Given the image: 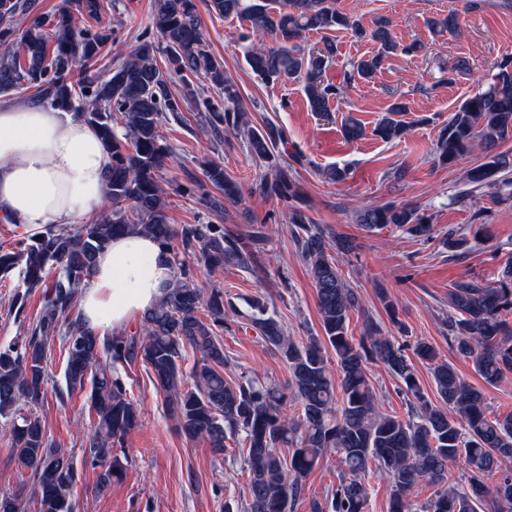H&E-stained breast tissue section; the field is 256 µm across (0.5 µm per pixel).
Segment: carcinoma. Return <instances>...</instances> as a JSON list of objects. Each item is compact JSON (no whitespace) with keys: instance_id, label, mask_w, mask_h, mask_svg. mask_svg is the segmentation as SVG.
<instances>
[{"instance_id":"carcinoma-1","label":"carcinoma","mask_w":512,"mask_h":512,"mask_svg":"<svg viewBox=\"0 0 512 512\" xmlns=\"http://www.w3.org/2000/svg\"><path fill=\"white\" fill-rule=\"evenodd\" d=\"M205 7L220 18L246 22V38L254 39L245 52L252 73L273 85L305 80L309 109L322 118L330 116V102L342 95V86L326 79L337 52L331 34L346 31L359 41L376 43L377 53L353 62V71L367 81L390 56L419 49L396 41L388 17H377L367 29L342 11L337 0H205ZM107 10V0H75L74 6L52 12L40 11L38 0H0V95L28 94L44 106L74 113L97 129L109 158L108 200L95 219L0 245L1 276L18 274L28 293L44 289L43 308L29 334L0 344V417L10 419V454L31 480L35 512L75 508L76 461L54 446L34 413L47 400L48 361L57 338L66 364L63 385H54L53 391L60 399L87 392L96 425L82 459L97 470L99 494L127 471L122 447L140 426V415L128 399L125 368L141 361L156 389L169 399L186 438L206 441L217 457L226 455V441L241 445L247 472L243 512H292L306 478L332 454L341 465L338 484L313 502L312 512H368L365 477L373 468L388 479L390 512H479L489 503L495 512H512V474L490 482L499 465L512 459V414L489 417L484 389L438 359L426 341L409 346L383 335L371 322L361 336L352 335L350 316L362 310V303L340 263L358 244L351 237L329 236L302 207L296 169L277 162L279 147L287 144L284 129L269 121L255 128L238 108L237 86L208 50L196 0H154L157 43L144 42L109 65L103 63L112 50V29L104 22ZM86 19L96 26L84 24ZM427 25L440 34L455 33L458 12L451 9L428 19ZM310 31L322 39L307 49L302 40ZM173 74L187 86L192 77L207 80L218 98L195 104V110L208 113L205 120L214 133L223 127L244 137L248 153L273 171L255 193L288 206L298 249L315 284L319 333L299 341L260 300H252L246 314L224 302L223 289L196 282L197 266L212 273L230 264L251 266L254 245L266 234L262 224L253 225L244 237L222 224L170 223L158 182L170 154L160 127L166 114L182 111L187 102L169 89ZM405 112L404 103H393L373 134L385 141L401 138L407 131L400 119ZM341 132L350 142L366 136L365 126L352 116L344 119ZM509 140L512 59L505 58L485 88L452 111L437 141L441 165L476 149L484 154V163L466 171L469 191L456 196L457 201L491 186L502 200L512 198V152L500 150ZM205 177L224 199L241 197L239 183L222 165L208 164ZM205 184L193 183L191 194L206 208L221 209V200ZM357 219L368 230L393 226L418 240L434 234L431 217L407 205H370ZM130 231L159 242L169 256L173 279L165 296L142 316V334L102 335L73 310L99 251ZM450 308L448 335L456 353L473 362L485 385H499L512 373V323L507 319L512 316V258L494 284L454 282ZM231 315L243 318L286 364L287 387L244 373L224 378L218 332ZM188 349L195 358L186 374L182 361ZM414 358L429 365L437 399L420 384ZM370 360L383 363L400 382L407 417L379 408L367 369ZM289 398L299 405L296 416L284 413ZM281 448L291 453L285 456ZM458 460L465 467L463 485L448 477V465ZM421 483L431 485L434 494L418 506L411 502V492Z\"/></svg>"}]
</instances>
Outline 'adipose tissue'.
Returning <instances> with one entry per match:
<instances>
[{
    "instance_id": "obj_1",
    "label": "adipose tissue",
    "mask_w": 512,
    "mask_h": 512,
    "mask_svg": "<svg viewBox=\"0 0 512 512\" xmlns=\"http://www.w3.org/2000/svg\"><path fill=\"white\" fill-rule=\"evenodd\" d=\"M108 156L97 130L43 106L0 108V213L22 236L79 224L108 196ZM172 280L169 258L142 233L113 238L98 254L81 295L84 318L117 329L152 308Z\"/></svg>"
}]
</instances>
